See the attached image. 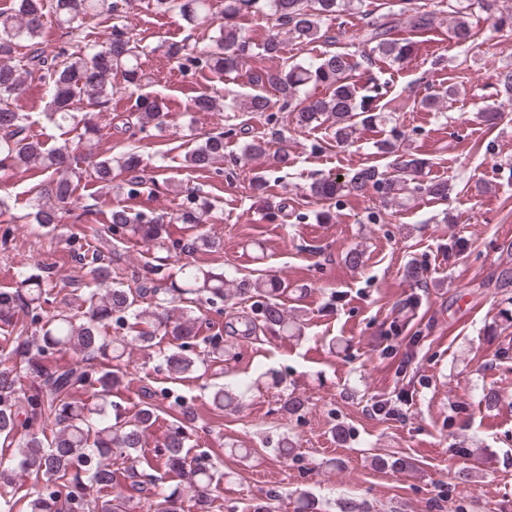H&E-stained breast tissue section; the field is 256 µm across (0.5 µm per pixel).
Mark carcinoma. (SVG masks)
Segmentation results:
<instances>
[{"label": "carcinoma", "mask_w": 512, "mask_h": 512, "mask_svg": "<svg viewBox=\"0 0 512 512\" xmlns=\"http://www.w3.org/2000/svg\"><path fill=\"white\" fill-rule=\"evenodd\" d=\"M128 0H13L12 6L0 9V171L20 167L37 168L47 174L39 184L33 204V219L48 227L61 222L69 212L72 195L68 152L65 147L47 148L31 139L27 130L29 116L19 111L15 101L28 80L38 82L50 97V118L57 123L83 126L84 134L93 135L96 123L88 113L77 110L83 98L105 104L114 95L112 72L124 77L123 91L136 95L135 112L141 124L164 125L167 112L162 99L139 93L146 74L138 62L142 46L137 29L126 21ZM366 0H224L221 12L214 10V0H151L158 13L175 11L190 26L222 19L218 26L216 50L204 57L187 52L183 44L171 43L167 55L182 68H207L217 76L234 69L246 59L260 56L281 58L282 36L303 43L316 42L327 34L325 25L339 13L362 8L368 16L361 44L373 53L400 63L412 53L409 41L393 37L403 24L415 30L434 26L437 15L451 17V34L455 42L465 45L474 32L469 22L471 0H436L432 9L418 0H398L396 11L364 8ZM495 28L512 26V0H477ZM259 13L271 23L266 38L252 42L236 23L245 13ZM51 15L59 28L72 38L69 47L54 55L42 50L44 18ZM102 17L112 20L107 38L98 43L86 33V20ZM24 41L29 52L20 60L13 57L14 46ZM355 53L326 52L308 62H282L276 67L252 69L246 73L252 93L240 103L243 112H267L271 101L265 91L272 87L279 94L281 109L291 115L300 127H309L321 119L336 118L333 139L339 144L351 142L357 124L373 125L391 121L389 113L375 110L351 82L357 63ZM324 85L330 94L309 99L301 97L304 88ZM456 95L448 87L437 90L423 101V106L439 110ZM394 159L393 173L375 167L357 171L349 181L319 179L311 193L324 209L320 217H330V208L345 191L363 192L372 187L384 197L397 201L404 194L426 192L444 197V183L423 184L418 176L425 161L408 151L390 148ZM224 156V132L211 133L204 144L186 154L190 167L205 170ZM89 167L100 188L110 193L116 189L129 198L140 195L144 177L138 175L141 156L134 149L116 157H100L88 153ZM131 174L127 182L112 185V164ZM208 198L192 191L185 196L177 222L198 224L209 214ZM122 231L141 239L158 254L157 262L167 260L171 233L164 217L132 213L124 208L109 211L102 227L92 229L93 236L102 232ZM220 243L199 234L182 244L185 253L210 251ZM91 281L81 294L82 311L57 306L52 313L44 308L55 302L54 287L38 274L19 272L17 286L0 290V330L15 328L16 316L22 309L31 314V322L40 325L37 336H5L0 356L11 366L0 369V445L12 449L10 457L0 458V512H78L94 505L96 512H134L145 503L154 512H184V493L192 492L194 512H210V489L222 474L211 456L204 451L191 454L189 446L192 420L184 408L181 418L173 423L163 442L153 450L152 460L143 463L136 453L146 444L147 434L157 417L153 394H148L138 410L128 416L122 404L113 400L124 386L128 375L130 351L134 344L150 349L158 333L169 337L171 349L162 361L172 379H184L199 369L200 364L224 361V339L209 336L198 339L199 317L195 316L203 302L224 300L227 279L224 272L204 269L191 263L181 265L180 280L164 288L146 280L123 282L112 276L111 264L97 253L87 262ZM282 288L275 278L258 277L245 281L241 289L256 294L253 316L246 332L266 328L285 337L300 335V324L278 303ZM139 327L132 336H110L104 329L112 321ZM73 351L80 359L68 366L50 368L47 361L57 354ZM28 380L23 384L22 380ZM212 404L219 411L237 408V396L215 384ZM52 425V435L45 426ZM127 463L122 472L123 488L113 494L92 497L112 489L118 482L112 470V458ZM174 473L180 483L165 485L164 475ZM31 474L41 479L40 488L22 490L18 477Z\"/></svg>", "instance_id": "1"}]
</instances>
